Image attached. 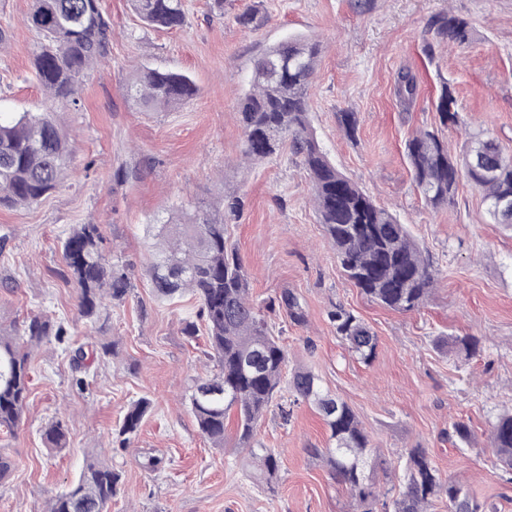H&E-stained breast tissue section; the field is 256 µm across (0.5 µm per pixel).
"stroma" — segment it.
<instances>
[{"instance_id":"stroma-1","label":"stroma","mask_w":512,"mask_h":512,"mask_svg":"<svg viewBox=\"0 0 512 512\" xmlns=\"http://www.w3.org/2000/svg\"><path fill=\"white\" fill-rule=\"evenodd\" d=\"M32 0H0V112L41 107L44 91L33 68L38 39L24 23ZM112 21L106 64L88 72L81 104L54 118L74 147L73 174L38 203L0 209V331L22 332L27 317L45 313L67 324L69 339L31 351L32 382L23 423L0 432L11 476L0 483V512H44L47 500L100 454L119 471L110 512H352L350 492L311 457L328 430L307 404L283 418L270 407L255 439L280 457L275 493H268L234 435L212 447L189 408L192 382L205 374V336L188 338L197 319L191 295L163 301L149 273L148 227L175 211L218 208L223 191L245 202L228 235L251 275L256 302L290 291L304 319L280 309L270 319L288 349V366L311 369L324 389L346 401L371 439L380 466L369 477L394 484L406 449L427 448L442 476L468 480L489 512H512V473L496 469L486 436L512 408V229L493 223L482 196L460 182L454 200L434 209L417 190L405 155L416 130L440 127L434 99L442 82L454 90L460 123L440 127L452 154L467 134L484 130L512 149V0H186L177 31L147 27L129 0H104ZM256 12V24L238 18ZM467 19L470 43L427 57V22L440 12ZM321 41L310 88V123L330 161L387 208L423 248L438 283L420 310L402 313L370 301L343 275L311 203V183L290 148L245 164L236 108L255 59L286 38ZM148 65L187 74L198 88L186 106L144 111L125 93ZM414 71L412 104L394 95V77ZM358 115L355 139L338 130L337 115ZM80 224L102 227L105 253L129 265L132 291L106 305L99 321L77 315L78 289L63 279L62 243ZM343 306L377 338L376 356L362 363L337 336L328 312ZM475 336L481 352L453 357L441 336ZM104 344L113 356L94 359L84 386L72 382L71 351ZM152 407L129 447L115 430L131 401ZM68 424L69 445L47 448L42 430ZM474 433L470 448L448 439L451 423ZM156 457L162 468L144 470Z\"/></svg>"}]
</instances>
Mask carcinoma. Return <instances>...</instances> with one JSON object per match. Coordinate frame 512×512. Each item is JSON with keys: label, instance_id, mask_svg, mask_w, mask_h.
<instances>
[{"label": "carcinoma", "instance_id": "carcinoma-1", "mask_svg": "<svg viewBox=\"0 0 512 512\" xmlns=\"http://www.w3.org/2000/svg\"><path fill=\"white\" fill-rule=\"evenodd\" d=\"M146 25L162 30L182 27L186 21L184 0H130ZM26 26L39 38L34 72L49 106L41 112L0 114V208L34 204L62 186L71 170L73 151L54 119L57 109L79 105V93L87 71L104 61L110 52L112 27L103 0H33ZM431 40L426 52L445 46H461L473 37L466 19L451 12L434 15L428 22ZM323 47L320 41L291 37L269 48L252 70L249 88L238 106L243 131V159L258 161L276 155L291 143L302 157L312 184V201L336 259L347 278L371 301L398 312L420 309L432 293L436 279L425 253L405 225L377 205L363 190L329 161L315 137L309 119V88ZM400 102L413 101L418 91L415 74L400 70L394 81ZM127 95L146 110L180 108L198 94L186 75L144 67L126 85ZM436 111L443 126L459 123L450 86L441 88ZM338 127L353 139L358 128L355 112L338 113ZM413 180L433 208L454 200L461 180L481 190L487 213L497 224L512 228V217L501 214L496 201L512 195V150L484 131L469 134L466 151L456 156L435 129L417 130L406 142ZM482 156L488 172L473 170L470 162ZM242 208L234 192L224 193L219 211L201 210L178 220L152 224L157 231L154 261L150 266L155 293L172 299L185 293L201 303L209 358L215 373L195 381L189 397L190 411L200 433L213 447H224V421L229 412L237 418L238 447L248 451L268 491H275L280 457L270 448L254 447V431L281 391L290 394L291 405L308 402L321 412L330 432L329 446L311 448L336 481L354 497L356 512H375L379 497L365 469L371 442L353 409L322 389L320 379L304 368L285 375L288 350L275 336L250 295V276L236 248L228 242V215ZM99 224H80L63 241L64 277L78 288L80 316L95 321L105 301L122 302L129 295L127 267L110 261L102 251ZM284 307L296 322L303 319L298 297L291 292L269 300L267 308ZM336 334L347 342L363 363L376 355L377 341L370 329L342 307L329 311ZM67 330L61 321L34 315L24 334L0 332V431L11 433L24 418L30 394L29 349L51 339L64 341ZM437 344L451 356L470 357L479 350L473 336H440ZM114 354L108 345L71 355L79 376L87 357ZM288 404V405H290ZM280 404L281 414H290ZM151 400L132 401L116 432L119 447L131 443L150 411ZM52 448H64L68 427L61 420L42 433ZM489 447L496 463L512 470V412L499 415L490 426ZM120 474L97 456L89 457L78 477L51 498L47 512H108L119 492ZM403 490L391 501V512H428L432 500L448 501V512H485L484 504L466 482L443 479L427 449H406Z\"/></svg>", "mask_w": 512, "mask_h": 512}]
</instances>
